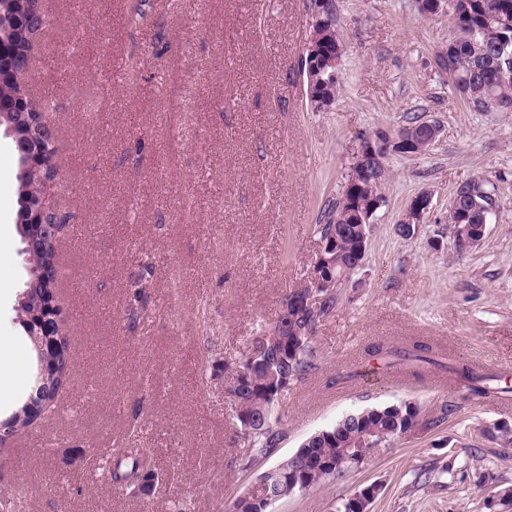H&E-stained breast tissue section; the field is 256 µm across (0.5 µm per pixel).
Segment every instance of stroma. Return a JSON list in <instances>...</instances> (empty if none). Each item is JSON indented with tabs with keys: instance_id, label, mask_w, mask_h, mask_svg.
<instances>
[{
	"instance_id": "1",
	"label": "stroma",
	"mask_w": 512,
	"mask_h": 512,
	"mask_svg": "<svg viewBox=\"0 0 512 512\" xmlns=\"http://www.w3.org/2000/svg\"><path fill=\"white\" fill-rule=\"evenodd\" d=\"M50 26L29 75L49 97L57 135L52 189L69 222L57 297L72 370L54 408L0 445V499L19 512H225L310 434L403 400L448 420L371 453L345 478L295 492L269 512H333L380 484L369 512H506L512 447L486 438L512 425V393L467 396L442 371L369 372L367 346L425 341L512 386V112H476L440 62L452 28L416 0H336L339 89L310 109L301 75L308 0H40ZM179 71L195 100L169 162L164 97ZM441 132L426 152L391 155L364 265L316 325L318 368L277 406L283 438L249 463L232 440L236 409L213 363L246 354L288 289L308 278L316 233L342 194L365 137L413 118ZM481 181L496 207L483 244L457 256L448 230L456 188ZM19 169L0 135V328L16 336L17 373L0 414L31 389L29 338L16 318L28 265L16 230ZM432 197L418 231L397 226ZM358 376L336 383L338 373ZM147 448L151 494L101 467Z\"/></svg>"
}]
</instances>
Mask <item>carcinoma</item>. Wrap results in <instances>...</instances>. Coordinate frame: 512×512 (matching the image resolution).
Wrapping results in <instances>:
<instances>
[{
  "label": "carcinoma",
  "mask_w": 512,
  "mask_h": 512,
  "mask_svg": "<svg viewBox=\"0 0 512 512\" xmlns=\"http://www.w3.org/2000/svg\"><path fill=\"white\" fill-rule=\"evenodd\" d=\"M455 23L451 46L452 69L448 77L463 94L467 104L478 112L491 111L496 101L512 103V61L498 55L496 43H512V0H448ZM35 30L29 27L10 32V51L26 55ZM28 93L25 75L14 71L11 78L0 84V97L12 99ZM456 207L448 211V223L457 224L461 214L467 223L481 224L483 216L494 207V194L477 181L455 190ZM319 240L336 237V270L353 267L361 258L363 234L361 225L352 223L351 198L342 194L332 205L325 223L318 225ZM58 241L42 246L26 282L28 309L38 307L49 290L55 288L38 272L56 264ZM337 293L325 297L312 309L302 313H277L275 319L262 327L263 335L271 337L266 348L257 356L247 354L230 364L222 362L224 390L235 396L242 407L236 416L233 435L247 441L249 453L255 459L270 456L278 447L282 431L274 418L275 406L288 392L317 369L318 356L312 345V334L320 319L336 307ZM368 360H381L388 365L406 363L418 369L437 367L454 376V381L471 396L486 397L493 393H509L512 389L498 386L500 377L484 369L452 359L444 362L429 344L413 342L397 345L376 343L367 347ZM56 378L40 383L32 401L36 405L52 406L63 381L69 377L72 364L69 338L59 336V347L53 355ZM422 407L415 401L404 400L384 407L356 411L334 425L311 434L290 457L278 464L279 475L270 479L268 490L244 493L235 498L227 512H266L265 492L282 498L294 491H305L326 481H336L355 468L351 460L343 459L349 449L358 447L368 436L388 447L410 431ZM34 412L28 401H22L8 415L11 429L21 432L33 424ZM255 418L251 430L243 428L244 419ZM159 477L152 456L141 448H130L124 466H116L112 478L129 488H137L149 477Z\"/></svg>",
  "instance_id": "cac0c4a2"
}]
</instances>
